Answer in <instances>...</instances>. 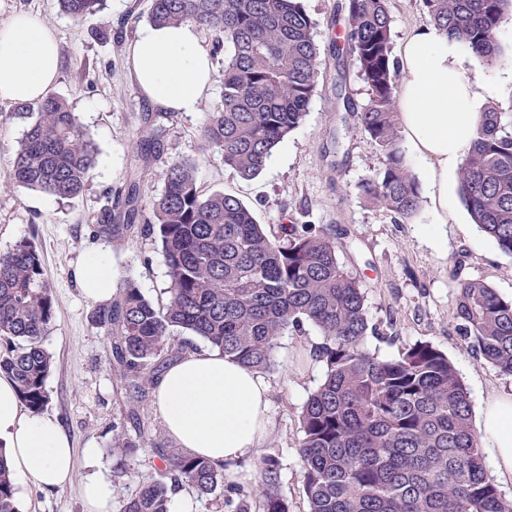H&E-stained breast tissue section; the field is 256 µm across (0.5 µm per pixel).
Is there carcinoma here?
<instances>
[{
    "instance_id": "obj_1",
    "label": "carcinoma",
    "mask_w": 512,
    "mask_h": 512,
    "mask_svg": "<svg viewBox=\"0 0 512 512\" xmlns=\"http://www.w3.org/2000/svg\"><path fill=\"white\" fill-rule=\"evenodd\" d=\"M103 0H57L75 21ZM431 23L458 41L479 66L509 62L499 43L512 0H421ZM346 39L334 41L337 105L357 118L382 154V170L361 184L364 198L401 218L420 206L419 184L400 146L389 0H344ZM155 26L191 23L218 34L210 56L224 57L219 100L203 135L224 166L256 177L275 147L307 116L317 93L320 47L303 0H151ZM351 60L367 87L356 111L347 93ZM10 118L25 124L8 184L74 199L86 190L97 150L66 99L55 94L18 103ZM460 193L473 223L512 256V116L489 104L459 171ZM99 232L122 236L145 221L166 257L167 302L157 305L130 281L99 304L93 323L109 337L114 370L155 383L169 338L186 333L224 358L260 372L275 366L285 331L315 326L322 342L311 356L325 365L322 382L300 418L299 454L308 512H512L488 478L468 392L448 357L427 342L381 360L364 349L371 322L360 280L340 262V237L314 224H281L267 233L253 211L222 191L203 194L195 166L166 164L164 189L143 203L138 173L104 195ZM149 215H144L145 211ZM54 316L52 286L37 244L26 239L0 256V372L12 377L22 402L39 412L48 402L52 357L42 337ZM458 335L483 359L512 375V298L486 281L459 283ZM164 463L142 479L122 512H170L171 495L188 489L199 499L222 494L224 512H289L279 492L278 461H261V483L249 491L230 479L227 464L191 456L162 442L113 434L115 473L144 444ZM0 512H19L12 473L0 448Z\"/></svg>"
}]
</instances>
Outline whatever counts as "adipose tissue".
<instances>
[{"instance_id":"adipose-tissue-1","label":"adipose tissue","mask_w":512,"mask_h":512,"mask_svg":"<svg viewBox=\"0 0 512 512\" xmlns=\"http://www.w3.org/2000/svg\"><path fill=\"white\" fill-rule=\"evenodd\" d=\"M135 78L154 105L197 111L211 89L212 64L195 26H144L131 48ZM400 127L406 156L432 201L434 223L448 221V185L468 150L480 112L494 98L506 67L479 80L466 78L474 59L434 25L412 29L400 53ZM55 37L37 17L18 15L0 25V101L31 102L55 82ZM87 295L112 297L105 254L80 271ZM155 406L173 444L212 460L250 456L268 427V386L260 372L200 348L187 352L155 383ZM494 476L512 481V391L481 396L474 420ZM0 447L20 488L52 490L71 477L74 448L57 420L24 408L14 381L0 374Z\"/></svg>"}]
</instances>
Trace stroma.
Returning a JSON list of instances; mask_svg holds the SVG:
<instances>
[{
  "mask_svg": "<svg viewBox=\"0 0 512 512\" xmlns=\"http://www.w3.org/2000/svg\"><path fill=\"white\" fill-rule=\"evenodd\" d=\"M341 3L305 0L323 51L318 91L303 123L274 149L263 172L244 180L225 168L222 155L208 149L202 139L207 114L219 99L222 63H215L214 84L197 111L174 113L160 133H149L144 116L159 108L135 82L129 50L147 23L150 0H107L104 10L81 23L59 12L55 0H0V23L28 13L54 31L60 68L50 90L69 99L99 149L84 194L61 201L7 185L24 126L16 120L0 124V255L24 239L35 240L40 249L55 302V320L42 339L53 358L44 411L58 421L78 452L71 482L55 492L30 489L16 496L19 512H87L80 488L92 473L110 486L112 512H121L140 481L162 467L154 450L142 447L122 476L113 472V434L121 431L135 439L143 433L162 442L168 435L153 392H139L113 370L109 338L90 319L96 303L79 285L86 257L98 251L111 261L113 285L129 280L151 301L165 299L167 266L156 236L134 229L108 238L94 228L104 190L120 185L135 168L141 172L140 192L147 198L162 191L166 163L182 159L195 164L202 193L221 191L238 197L267 231L274 233L279 225L292 223L343 233L346 246L340 260L360 279L372 322L392 326L391 339L366 337L367 350L391 360L405 346L430 343L447 355L474 402L480 393L512 385L511 376L500 373L458 335L454 318L461 280L481 279L502 296L512 297V256L471 223L460 196L452 198L454 217L439 227V247L424 234L430 222L427 207L400 219L367 204L360 185L381 169L382 158L358 129L339 130L337 166H330L323 156L337 123L330 90L334 62L327 49ZM105 28L112 31L107 43L93 36ZM143 153L148 156L144 162L139 159ZM320 341L317 328L310 324L303 334L290 332L280 338L275 367L264 374L270 431L254 454L236 466L245 475L244 487L252 488L261 481L260 460L275 457L280 491L290 512H308L298 452L299 418L325 373L323 362L309 356ZM87 448L98 451L95 466L86 463Z\"/></svg>",
  "mask_w": 512,
  "mask_h": 512,
  "instance_id": "stroma-1",
  "label": "stroma"
}]
</instances>
